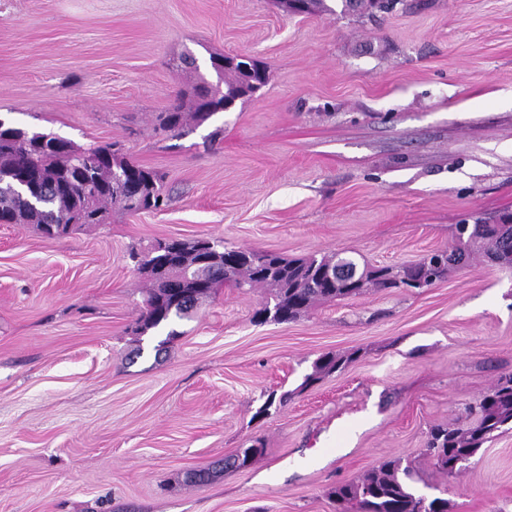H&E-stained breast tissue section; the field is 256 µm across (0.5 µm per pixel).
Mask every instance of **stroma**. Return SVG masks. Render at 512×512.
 <instances>
[{"label": "stroma", "instance_id": "stroma-1", "mask_svg": "<svg viewBox=\"0 0 512 512\" xmlns=\"http://www.w3.org/2000/svg\"><path fill=\"white\" fill-rule=\"evenodd\" d=\"M325 4L0 0V118L120 142L171 198L61 238L0 224V512H335L330 487L392 456L448 512H512V430L452 476L421 454L512 372V269L475 261L288 324L254 323L265 289L224 287L163 351L132 331L145 283L128 253L159 239L396 265L512 212V0H405L374 21ZM220 54L265 65L266 86L156 130L180 92L216 83ZM258 439L248 468L183 483ZM355 355V352L349 355L323 354L314 363L313 372L306 376L303 382L304 386L312 385L322 377L342 370L354 360Z\"/></svg>", "mask_w": 512, "mask_h": 512}]
</instances>
